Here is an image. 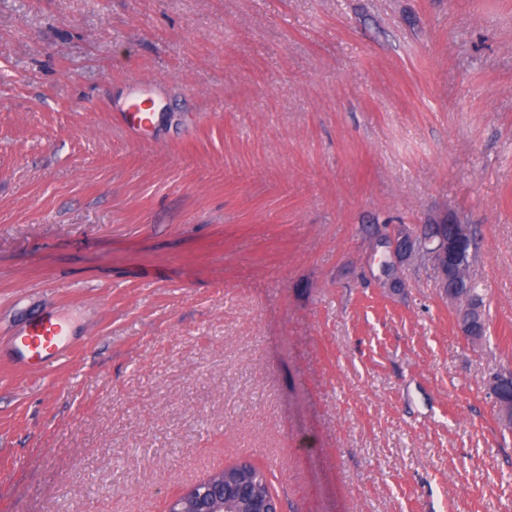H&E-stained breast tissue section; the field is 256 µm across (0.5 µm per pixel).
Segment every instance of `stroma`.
<instances>
[{
  "label": "stroma",
  "mask_w": 512,
  "mask_h": 512,
  "mask_svg": "<svg viewBox=\"0 0 512 512\" xmlns=\"http://www.w3.org/2000/svg\"><path fill=\"white\" fill-rule=\"evenodd\" d=\"M159 122L119 123L133 91ZM477 228L474 345L378 224ZM73 324L32 372L14 333ZM512 0H0V512H512ZM207 482L224 481L248 486L252 493L259 498H275L271 480L259 467L251 463H240L217 472L205 479Z\"/></svg>",
  "instance_id": "stroma-1"
}]
</instances>
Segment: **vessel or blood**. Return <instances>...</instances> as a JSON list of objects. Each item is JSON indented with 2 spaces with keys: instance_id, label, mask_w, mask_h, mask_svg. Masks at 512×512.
<instances>
[{
  "instance_id": "vessel-or-blood-1",
  "label": "vessel or blood",
  "mask_w": 512,
  "mask_h": 512,
  "mask_svg": "<svg viewBox=\"0 0 512 512\" xmlns=\"http://www.w3.org/2000/svg\"><path fill=\"white\" fill-rule=\"evenodd\" d=\"M139 105V95H132L126 114V129L134 135L156 125L160 119L158 113L141 111ZM67 336V323L60 316L34 319L15 339V360L26 368L43 365L65 353Z\"/></svg>"
}]
</instances>
